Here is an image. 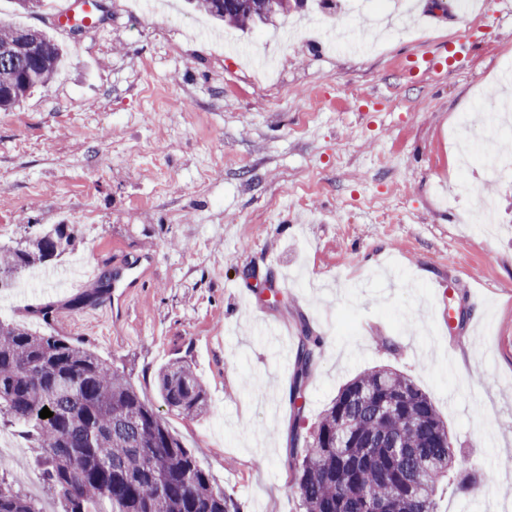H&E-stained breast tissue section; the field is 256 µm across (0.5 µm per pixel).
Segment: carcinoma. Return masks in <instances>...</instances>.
<instances>
[{
	"label": "carcinoma",
	"instance_id": "cac0c4a2",
	"mask_svg": "<svg viewBox=\"0 0 512 512\" xmlns=\"http://www.w3.org/2000/svg\"><path fill=\"white\" fill-rule=\"evenodd\" d=\"M213 19L239 29L273 22L266 0H193ZM40 51L23 50L31 39ZM65 50L48 32L0 19V112L15 108L55 75ZM76 241L54 224L33 238L0 248V283L49 264ZM112 270L71 300L100 301ZM319 339L301 330L292 398L301 394ZM158 393L185 416L206 408L192 367L175 361L157 374ZM53 413L40 418L43 408ZM19 428L35 453L40 479L64 502V512H242L213 486L207 472L171 434L158 410L124 371L80 342L0 321V426ZM456 452L433 400L409 376L387 367L357 375L337 392L306 440L293 491L304 512H437L445 485L477 493L484 477L455 472ZM0 464V512H42L39 502Z\"/></svg>",
	"mask_w": 512,
	"mask_h": 512
}]
</instances>
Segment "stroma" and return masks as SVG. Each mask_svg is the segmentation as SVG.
I'll return each mask as SVG.
<instances>
[{
  "label": "stroma",
  "mask_w": 512,
  "mask_h": 512,
  "mask_svg": "<svg viewBox=\"0 0 512 512\" xmlns=\"http://www.w3.org/2000/svg\"><path fill=\"white\" fill-rule=\"evenodd\" d=\"M352 2L309 0L242 32L187 0H158L146 20L136 0H102L104 30L75 37L55 26L60 0H0V16L68 54L0 112V245L53 224L80 238L46 278L0 290V321L84 343L154 404L158 371L188 361L207 409L163 418L244 512H302L296 451L341 386L389 366L433 398L462 469L494 481L475 512H512V181L491 179L476 148L457 169L449 137L483 138L481 97L512 71V11L482 0L459 21L408 22L395 0H372L389 33L331 49L318 21L353 29ZM219 33L272 60L273 78L259 82ZM464 40L468 60L452 63ZM437 54L447 65L426 71ZM479 196L498 210L493 229L461 221ZM125 257L141 258V287L65 308L90 270ZM46 304L48 323L35 314ZM304 326L321 344L295 402Z\"/></svg>",
  "instance_id": "obj_1"
}]
</instances>
